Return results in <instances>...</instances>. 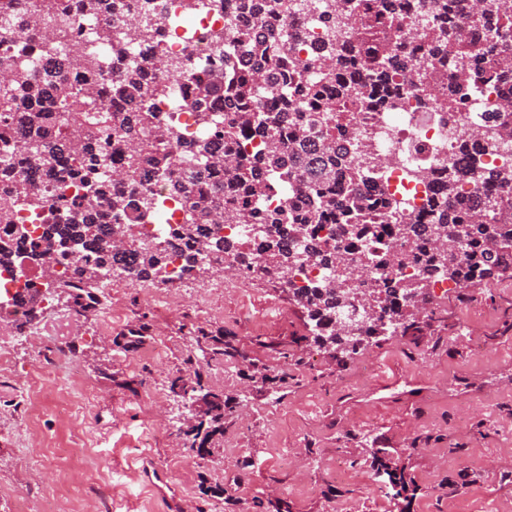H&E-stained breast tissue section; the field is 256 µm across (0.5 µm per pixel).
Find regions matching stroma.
Returning <instances> with one entry per match:
<instances>
[{
    "label": "stroma",
    "mask_w": 512,
    "mask_h": 512,
    "mask_svg": "<svg viewBox=\"0 0 512 512\" xmlns=\"http://www.w3.org/2000/svg\"><path fill=\"white\" fill-rule=\"evenodd\" d=\"M213 284L190 276L176 300H150L116 277L94 311L63 299L14 326L13 366L0 369V512L40 496L62 512H170L171 497L183 512H258L279 498L292 512H512L511 272L452 289L418 342L393 336L341 361L308 341L305 310L274 283ZM205 334L240 359L205 357ZM59 346L72 368L57 366ZM41 359L76 412L23 391ZM192 369L234 403L203 460L170 389ZM286 448L292 463L277 464ZM376 449L413 481L412 500L372 467ZM336 457L357 477L336 479ZM147 463L163 489L144 481Z\"/></svg>",
    "instance_id": "stroma-1"
}]
</instances>
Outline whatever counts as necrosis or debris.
Masks as SVG:
<instances>
[{
	"label": "necrosis or debris",
	"mask_w": 512,
	"mask_h": 512,
	"mask_svg": "<svg viewBox=\"0 0 512 512\" xmlns=\"http://www.w3.org/2000/svg\"><path fill=\"white\" fill-rule=\"evenodd\" d=\"M68 44L80 45L85 54L102 56L108 63H135L147 66L157 59L173 63L192 61L203 68L216 60L214 37L222 32L228 19L238 16L239 0H161L160 32L143 38L134 16L112 17V40L100 43L101 20L85 15L80 0H71ZM334 0H311L309 6L294 7L288 19V35L295 46L301 67H311L328 35L324 22L332 13ZM21 65L41 73L53 69L54 59L46 57L35 34L20 36L0 29V66ZM188 84L177 85L168 96L154 99L152 107L163 124L187 139L206 137L205 129L193 117L180 111L178 104L189 94ZM462 102L455 120L436 108L421 106L419 91L405 96L398 109H378L357 117L350 129L349 143L366 145L373 160L366 173L365 186L373 194H383L396 201L389 226L426 224L431 219L429 200L442 192L441 173L448 164L460 171L459 188L464 192H490L487 184H478L459 151L461 136L471 125L483 122L485 113L496 111L498 93L493 89L460 91ZM20 171L31 176L48 202L63 198L67 207L84 204L78 180L66 174L45 177L30 164ZM155 197L165 206L153 220L135 225V233L154 242L164 252L172 277H179L189 249L179 235L184 213L178 200L169 196L166 181L151 182ZM0 251L11 255L0 263V322L23 323L33 313L52 308L53 302L42 291L39 267L27 249L17 247L7 226L0 224Z\"/></svg>",
	"instance_id": "obj_1"
}]
</instances>
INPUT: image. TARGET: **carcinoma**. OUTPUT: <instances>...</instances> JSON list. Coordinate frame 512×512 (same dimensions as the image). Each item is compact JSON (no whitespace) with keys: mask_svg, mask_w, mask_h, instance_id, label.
Listing matches in <instances>:
<instances>
[{"mask_svg":"<svg viewBox=\"0 0 512 512\" xmlns=\"http://www.w3.org/2000/svg\"><path fill=\"white\" fill-rule=\"evenodd\" d=\"M156 2L82 0L81 9L86 14L137 13L146 27L155 18ZM240 9L254 25L243 28L229 20L225 39L245 44L246 54L224 57V67L203 78L195 69L180 67L179 79L192 84L185 110L216 132L213 140L171 142L173 133L160 129L147 103L167 95L173 82L140 68L124 73L119 86L125 101L121 108L98 101L62 73L36 79L20 67L0 85V125L20 131L36 170L51 177L64 167L79 179L84 191L85 206L63 208L60 222L48 225L39 241L30 242L29 231L14 222V209L19 205L41 209L46 200L31 179L15 171V142L0 139V180L7 182L0 196V224L10 228L18 246L32 247L31 256L41 266L42 276L55 275L49 256L69 254L66 245L73 243L78 283L60 288L76 303L92 298L91 290L105 270L138 281H168L163 252L135 239L129 240L127 249L112 243L115 230H126L160 208L149 188L159 173L169 181L170 196L184 202L182 234L191 247L184 268L187 274H204L212 268V258L223 255L238 264L245 262L241 251L211 233L209 225L220 223L288 228V241L264 238L257 244L258 260L248 264L251 279L265 280L269 271L286 272L304 260L331 268L350 260L347 246L328 252L314 247L309 226L338 224L348 242L375 236L371 225L363 222L371 209L369 197L359 188L365 172L342 142L357 114L392 108L403 98L391 72L410 67L409 45L414 37L400 22L405 12L422 21L429 62L411 70V80L424 92L423 104H437L453 115L457 101L440 97L446 81H471L502 93L501 108L490 113L488 130L473 131L461 144L472 170L496 191L475 198L458 193L457 170L450 166L443 196L431 201L432 223L395 227L393 234L406 243L396 257L397 266H418L423 274L407 281L393 280L385 272L373 274L379 319L375 331L353 338L321 326L318 318L329 321L347 309L348 296L331 280L310 279L291 299L307 312L313 341L343 357L372 341L387 339L392 335L387 325L393 321L400 322L405 335L421 333L422 324L432 320L428 311L431 277L458 287L512 269V161L505 159L499 165L485 161L503 140L500 131L512 127V7L479 12L475 0H337L336 14L328 25L356 23L361 36L355 43L331 42L323 47L328 61L321 78L337 84L335 96L327 100L316 83L300 76L292 59L293 47L281 38L292 0H242ZM0 25L29 32L35 21L28 12L14 8L13 0H0ZM73 61L100 79L109 74L95 57L76 54ZM264 81L269 82L268 93L279 98L276 108L269 109L258 99V85ZM217 100L224 102L222 116L211 111ZM242 131L260 139L259 152L243 158L218 147L232 143ZM114 134L129 140L120 167L113 166L111 152L104 146ZM185 154L194 167L183 179H174L177 160ZM220 168L224 180L211 178ZM108 171L125 182L126 190L112 198V217L119 222L103 228L96 218L97 207L105 200L101 177ZM340 179L351 186L342 197L333 190ZM286 182L308 191L304 207L285 204L273 212H261L245 204L224 209L227 194L249 201ZM204 343L210 353L227 360L240 356L237 348L220 338L206 336ZM202 400L207 421L186 432L189 448L197 454L210 451L213 438L224 432V397L211 393L202 395Z\"/></svg>","mask_w":512,"mask_h":512,"instance_id":"carcinoma-1","label":"carcinoma"}]
</instances>
